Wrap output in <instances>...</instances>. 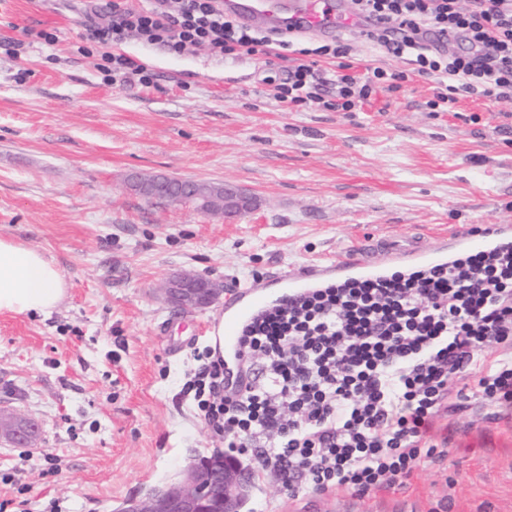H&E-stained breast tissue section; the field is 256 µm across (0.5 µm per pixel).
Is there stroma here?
I'll return each instance as SVG.
<instances>
[{"label": "stroma", "instance_id": "stroma-1", "mask_svg": "<svg viewBox=\"0 0 512 512\" xmlns=\"http://www.w3.org/2000/svg\"><path fill=\"white\" fill-rule=\"evenodd\" d=\"M80 0H0V237L38 249L67 283L48 315L0 314V408L40 421L30 452L0 441V512H119L223 450L182 387L223 303L178 313L155 294L177 271L262 284L337 261L360 238L428 247L448 228L512 225V101L464 97L431 112L418 75L361 112L275 102L281 53L180 54L132 37L120 52L156 86L104 82L85 55ZM55 30L45 45L39 31ZM232 183L255 208L227 223L194 205L147 201L132 176ZM446 457L361 496L289 497L255 474L244 512H512V408L471 399L434 419Z\"/></svg>", "mask_w": 512, "mask_h": 512}]
</instances>
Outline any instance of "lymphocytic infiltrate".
<instances>
[{"instance_id":"f902f5d3","label":"lymphocytic infiltrate","mask_w":512,"mask_h":512,"mask_svg":"<svg viewBox=\"0 0 512 512\" xmlns=\"http://www.w3.org/2000/svg\"><path fill=\"white\" fill-rule=\"evenodd\" d=\"M379 22L361 36L385 54L412 56L420 75L438 85L433 112L459 96L512 100V0H353ZM86 39L101 48L107 81L153 84L155 75L117 44L136 37L172 52L206 47L220 55L256 53L273 35L239 25L223 0H95ZM453 33L467 46L450 54L423 44L424 30ZM347 39L316 47L339 62L337 73L290 68L276 84L278 102L351 112L398 72L353 74ZM512 348V249L474 251L453 266L363 278L268 310L242 340L247 381L224 384V361L203 356L186 383L199 416L228 451L251 454L290 497L303 486L324 493L402 485L422 458L435 454L428 436L454 380L482 402L512 406V360L486 351Z\"/></svg>"}]
</instances>
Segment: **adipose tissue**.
Instances as JSON below:
<instances>
[{"instance_id":"1","label":"adipose tissue","mask_w":512,"mask_h":512,"mask_svg":"<svg viewBox=\"0 0 512 512\" xmlns=\"http://www.w3.org/2000/svg\"><path fill=\"white\" fill-rule=\"evenodd\" d=\"M67 296L63 275L40 251L0 238V314H47Z\"/></svg>"}]
</instances>
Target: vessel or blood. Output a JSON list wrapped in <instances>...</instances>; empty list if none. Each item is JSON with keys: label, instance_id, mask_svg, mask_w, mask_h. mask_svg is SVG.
Instances as JSON below:
<instances>
[{"label": "vessel or blood", "instance_id": "vessel-or-blood-1", "mask_svg": "<svg viewBox=\"0 0 512 512\" xmlns=\"http://www.w3.org/2000/svg\"><path fill=\"white\" fill-rule=\"evenodd\" d=\"M224 11L245 25L264 22L268 29L285 35L317 32L333 37L357 31L363 19L355 14L352 0H224ZM512 243V226L493 225L486 233L451 234L449 239L431 247L401 248L383 242L384 260H373L370 240H362L352 253L333 264L313 265L290 270L279 277V286L268 289L258 285L231 289L224 310V366L240 371L241 339L248 325L263 310L287 304L310 289L353 278L385 276L394 263L430 266L448 263L455 254L491 249Z\"/></svg>", "mask_w": 512, "mask_h": 512}]
</instances>
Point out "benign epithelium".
I'll list each match as a JSON object with an SVG mask.
<instances>
[{"label": "benign epithelium", "instance_id": "7a95c632", "mask_svg": "<svg viewBox=\"0 0 512 512\" xmlns=\"http://www.w3.org/2000/svg\"><path fill=\"white\" fill-rule=\"evenodd\" d=\"M201 185L200 180L156 177L147 192L150 198L172 190L194 197ZM254 206L255 197L249 190L237 185L224 186V220L231 222ZM161 294L174 308L193 311L217 302L224 294V286L189 273H175L168 278ZM39 433L40 425L34 419L0 417L1 440L27 448ZM250 474L249 467L215 452L187 467L180 482L128 500L121 512H242L251 492Z\"/></svg>", "mask_w": 512, "mask_h": 512}]
</instances>
